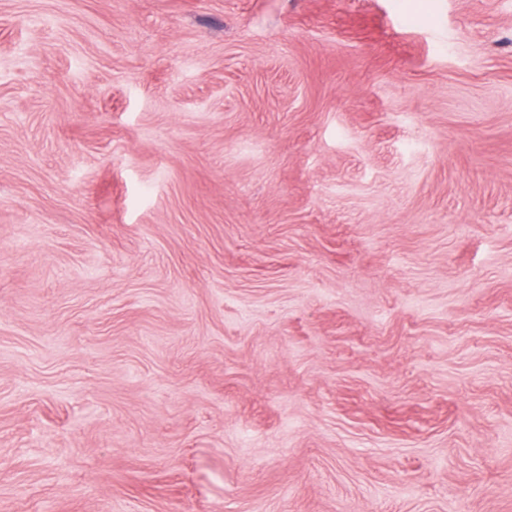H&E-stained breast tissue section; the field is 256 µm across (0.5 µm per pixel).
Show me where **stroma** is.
Masks as SVG:
<instances>
[{
	"mask_svg": "<svg viewBox=\"0 0 512 512\" xmlns=\"http://www.w3.org/2000/svg\"><path fill=\"white\" fill-rule=\"evenodd\" d=\"M0 512H512V0H0Z\"/></svg>",
	"mask_w": 512,
	"mask_h": 512,
	"instance_id": "1",
	"label": "stroma"
}]
</instances>
